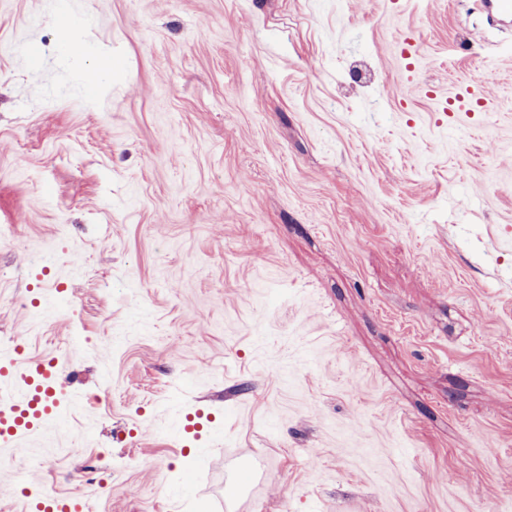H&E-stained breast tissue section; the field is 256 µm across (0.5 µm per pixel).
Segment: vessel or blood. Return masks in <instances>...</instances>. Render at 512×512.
I'll return each mask as SVG.
<instances>
[{"instance_id": "b4317fda", "label": "vessel or blood", "mask_w": 512, "mask_h": 512, "mask_svg": "<svg viewBox=\"0 0 512 512\" xmlns=\"http://www.w3.org/2000/svg\"><path fill=\"white\" fill-rule=\"evenodd\" d=\"M488 17L497 23H512V0H482ZM0 376L14 380V387L0 388V442L9 443L30 430L54 420L63 388L57 380L55 364L32 362L0 365ZM30 512H81L80 500L54 496H37L28 503Z\"/></svg>"}]
</instances>
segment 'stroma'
<instances>
[{
  "label": "stroma",
  "instance_id": "1",
  "mask_svg": "<svg viewBox=\"0 0 512 512\" xmlns=\"http://www.w3.org/2000/svg\"><path fill=\"white\" fill-rule=\"evenodd\" d=\"M472 6L0 0V351L67 384L0 512H512V48ZM28 511L35 512H79L82 505L79 499L39 495L28 503Z\"/></svg>",
  "mask_w": 512,
  "mask_h": 512
}]
</instances>
